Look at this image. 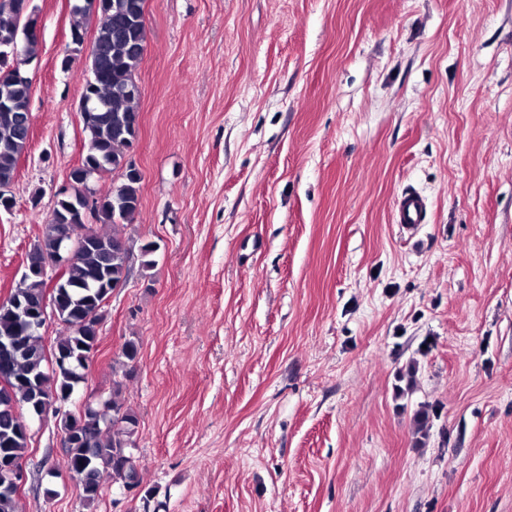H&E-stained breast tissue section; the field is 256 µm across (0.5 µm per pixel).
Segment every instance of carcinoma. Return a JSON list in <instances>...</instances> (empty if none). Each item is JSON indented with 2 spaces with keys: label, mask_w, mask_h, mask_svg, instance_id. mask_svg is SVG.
I'll list each match as a JSON object with an SVG mask.
<instances>
[{
  "label": "carcinoma",
  "mask_w": 512,
  "mask_h": 512,
  "mask_svg": "<svg viewBox=\"0 0 512 512\" xmlns=\"http://www.w3.org/2000/svg\"><path fill=\"white\" fill-rule=\"evenodd\" d=\"M145 0H101L94 8L90 0L75 6V13L85 17L100 16L95 35L96 57L88 59L89 75L83 78L81 95L103 102L106 108L98 114L82 118L87 136V152L82 169L93 173L117 174L120 184L96 198L92 215L101 224L112 225V232L92 233L112 244V248L82 245L74 261L63 273L65 288L58 292L59 319L68 334L54 341L51 351L43 345L42 333L28 337L25 349L8 365L0 364V440H5V458L21 461L28 449L30 436L18 429L16 419L3 410V403L16 400L32 406L31 392L55 395L69 401L75 388L85 379L91 351L98 337L96 323L83 322L108 296L113 287L126 280L131 248L119 228L133 223L139 213L141 174L123 169L122 160L139 131L137 100L140 92L130 86L143 58L146 42ZM19 12L0 0V32L23 34V55L19 64L27 63L35 54L38 34L22 33ZM31 81L24 78L9 90L11 103L0 108V179L17 174L18 161L26 151L29 138L22 119L30 111ZM72 191L56 203L51 221L44 225L41 239L28 253V261L37 264L60 251L65 231L72 224L83 223L77 211L81 193V172L72 173ZM47 292V281L36 273L22 276L21 284L11 293L14 301L36 306ZM20 323L14 308L0 307V339L19 334ZM61 357L62 364H52L49 355ZM120 362L123 377L132 376L138 358V346L132 340L122 348ZM123 382L113 383L112 398L106 411L87 410L81 416V435L63 440L67 469L79 474L84 501L97 502L103 494L104 482L110 480L119 488L141 484L137 460L133 455L139 419L136 412L119 399Z\"/></svg>",
  "instance_id": "carcinoma-1"
}]
</instances>
